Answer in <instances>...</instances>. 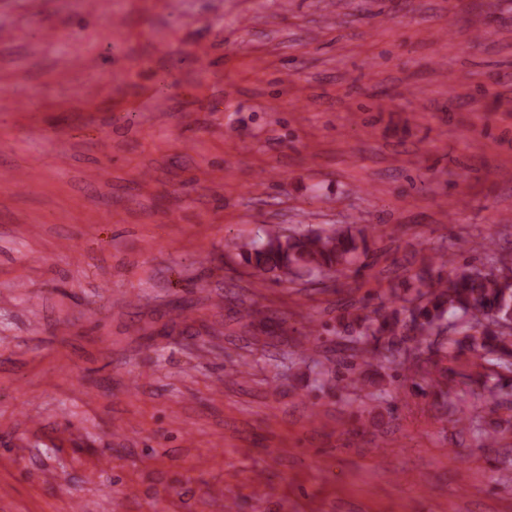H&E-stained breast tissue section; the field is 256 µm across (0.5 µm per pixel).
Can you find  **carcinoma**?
<instances>
[{"label": "carcinoma", "instance_id": "cac0c4a2", "mask_svg": "<svg viewBox=\"0 0 512 512\" xmlns=\"http://www.w3.org/2000/svg\"><path fill=\"white\" fill-rule=\"evenodd\" d=\"M363 229L338 226L330 230L295 232L269 226L257 240L239 247V257L252 269L257 283L271 274L277 281L292 282L305 275L331 280L351 270L360 256L368 255ZM493 268L482 270L459 265L455 254L437 251L428 266L449 269L447 275L417 276L420 288L408 304L374 316L348 311L334 333L345 340L351 357L370 365L381 350L398 348L404 359L420 354L423 346L447 352L448 332L469 333L470 348L502 360L512 357V334L500 326L512 322V253L489 257Z\"/></svg>", "mask_w": 512, "mask_h": 512}]
</instances>
